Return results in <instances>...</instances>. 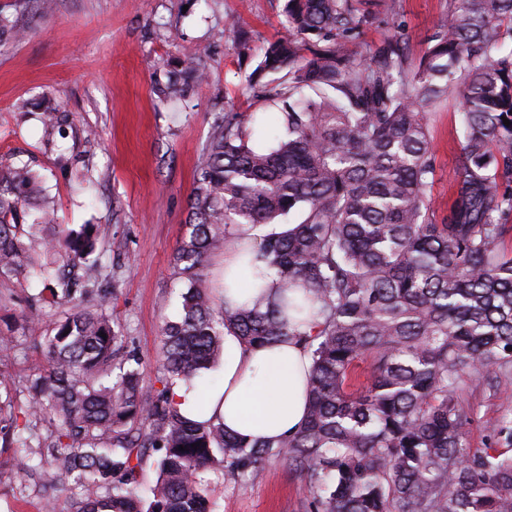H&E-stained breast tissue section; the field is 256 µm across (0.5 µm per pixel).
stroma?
<instances>
[{
	"instance_id": "stroma-1",
	"label": "stroma",
	"mask_w": 512,
	"mask_h": 512,
	"mask_svg": "<svg viewBox=\"0 0 512 512\" xmlns=\"http://www.w3.org/2000/svg\"><path fill=\"white\" fill-rule=\"evenodd\" d=\"M285 0H57L52 14L22 15L26 36L0 48V164L37 173L59 224H97L117 291L110 312L128 347L143 361V380L161 372V328L180 314L181 289L173 256L186 235L190 195L201 160L225 113L254 115L252 142L267 146L265 105L247 92V80L270 42L286 37ZM375 15L360 36L375 44L401 33L412 58L426 51L448 0H371ZM238 17L250 33L251 54L237 55ZM203 62L206 76L192 83L180 105L166 95L170 63ZM58 119L44 122L47 108ZM456 102L441 103L430 121L435 150L432 198L444 213L457 190L461 135ZM42 279L0 276V330L12 329L15 347L0 357V407L24 417L32 377L43 372L42 335L61 309L43 306L41 330L31 332L28 300ZM465 432L471 447L488 443L492 424L512 410V393L484 381L465 383ZM51 468L20 469V456L0 447V512H68ZM304 480L286 462H270L243 487L216 480L215 512H304Z\"/></svg>"
}]
</instances>
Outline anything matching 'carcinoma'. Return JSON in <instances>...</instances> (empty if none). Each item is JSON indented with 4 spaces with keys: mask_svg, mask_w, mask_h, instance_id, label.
<instances>
[{
    "mask_svg": "<svg viewBox=\"0 0 512 512\" xmlns=\"http://www.w3.org/2000/svg\"><path fill=\"white\" fill-rule=\"evenodd\" d=\"M363 4L286 0L289 37L266 46L248 83L272 110L273 145L250 144L242 113L214 132L174 258L185 291L161 330L158 388L142 386L112 315L88 306L117 294L95 287L98 226L55 234L38 175L0 166V275L54 277L46 302L68 309L30 382V416L52 424L51 443L41 449L1 408L0 440L27 451L22 470L71 478L70 512H213L210 475L241 485L279 459L303 476L307 512H512V416L493 425V444L471 448L460 401L466 372L497 390L512 383V250L501 247L512 231V0H449L416 65L400 35L358 49L374 20ZM22 33L0 8V42ZM203 75L174 72L173 103ZM454 95L458 189L437 219L429 119ZM243 227L250 265L272 285L226 308L205 287L209 259ZM226 336L246 347L292 338L310 353L307 420L293 437L247 441L174 405L173 384L192 386ZM151 450L162 455L146 501L136 484Z\"/></svg>",
    "mask_w": 512,
    "mask_h": 512,
    "instance_id": "1",
    "label": "carcinoma"
}]
</instances>
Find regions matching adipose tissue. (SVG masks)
I'll use <instances>...</instances> for the list:
<instances>
[{
	"label": "adipose tissue",
	"mask_w": 512,
	"mask_h": 512,
	"mask_svg": "<svg viewBox=\"0 0 512 512\" xmlns=\"http://www.w3.org/2000/svg\"><path fill=\"white\" fill-rule=\"evenodd\" d=\"M224 379L211 390H186L177 384L172 398L190 418L223 420L227 433L246 438L275 439L296 434L307 416L306 391L311 358L294 341L246 348L225 337Z\"/></svg>",
	"instance_id": "adipose-tissue-1"
}]
</instances>
